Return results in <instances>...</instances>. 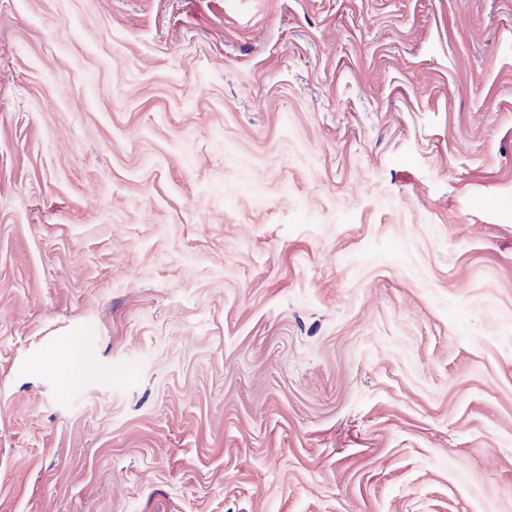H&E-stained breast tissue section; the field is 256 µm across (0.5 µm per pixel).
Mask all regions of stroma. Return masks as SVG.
<instances>
[{
	"label": "stroma",
	"instance_id": "obj_1",
	"mask_svg": "<svg viewBox=\"0 0 512 512\" xmlns=\"http://www.w3.org/2000/svg\"><path fill=\"white\" fill-rule=\"evenodd\" d=\"M0 512H512V0H0ZM59 359L63 365V379L67 382H76L94 371L93 363L77 343H72L61 349Z\"/></svg>",
	"mask_w": 512,
	"mask_h": 512
}]
</instances>
